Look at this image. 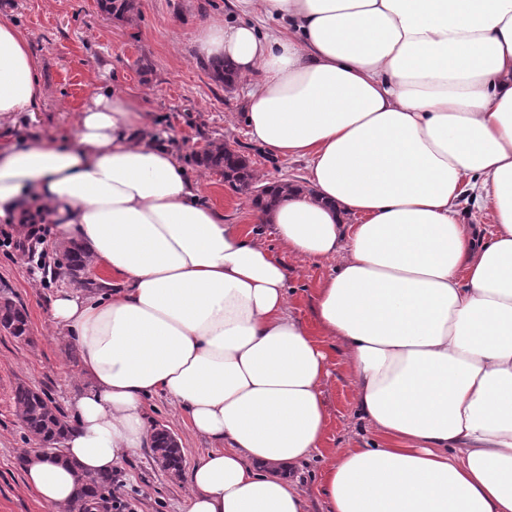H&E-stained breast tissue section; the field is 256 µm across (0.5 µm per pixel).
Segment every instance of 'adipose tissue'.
Wrapping results in <instances>:
<instances>
[{
  "label": "adipose tissue",
  "instance_id": "1",
  "mask_svg": "<svg viewBox=\"0 0 512 512\" xmlns=\"http://www.w3.org/2000/svg\"><path fill=\"white\" fill-rule=\"evenodd\" d=\"M200 56L249 80L243 120L270 153L308 162L313 195L254 211L205 203L194 174L109 85L61 140L0 146V222L31 203L79 245L102 289L63 290L52 324L86 382L63 458L28 449L26 485L65 512L83 474L152 447L167 395L212 448L186 512H308L294 468L325 462L329 512H512V0H227ZM276 19L263 30L251 17ZM38 63L0 17V115L32 112ZM489 211L460 223L462 188ZM333 261L310 332L267 246ZM337 340L374 440L326 450Z\"/></svg>",
  "mask_w": 512,
  "mask_h": 512
}]
</instances>
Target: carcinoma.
Wrapping results in <instances>:
<instances>
[{
	"label": "carcinoma",
	"mask_w": 512,
	"mask_h": 512,
	"mask_svg": "<svg viewBox=\"0 0 512 512\" xmlns=\"http://www.w3.org/2000/svg\"><path fill=\"white\" fill-rule=\"evenodd\" d=\"M135 2L136 0H97L102 12L118 20L129 18L135 10ZM213 77L226 87L231 86L235 80L231 64L224 60L213 65ZM203 162L208 168L219 171L224 177V183L233 189L250 193L252 200L260 207L269 206L290 192L302 190L301 186L290 181L258 183L245 156L224 143H216L206 150ZM0 325L5 332L16 338H23L29 332L25 311L4 290L0 292ZM14 400L22 412V422L27 432L42 440L54 453H59L65 420L55 406L44 394L22 384L16 387ZM151 452L156 462L168 473L177 476L182 472V448L173 442L169 430H155ZM87 482L88 487L82 490L71 512H112V474L91 476L87 478Z\"/></svg>",
	"instance_id": "carcinoma-1"
}]
</instances>
